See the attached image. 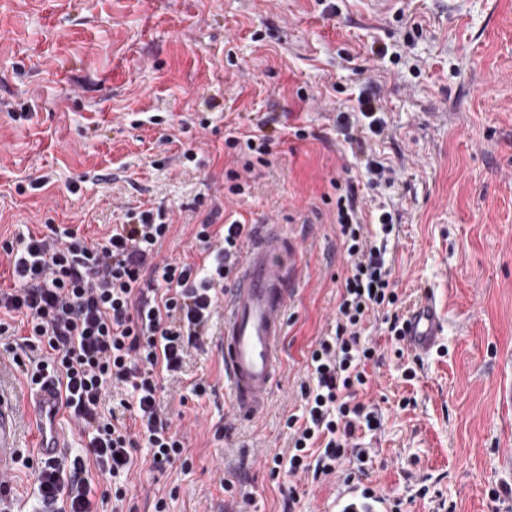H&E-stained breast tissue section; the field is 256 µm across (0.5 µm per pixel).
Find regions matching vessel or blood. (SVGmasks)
<instances>
[{
	"label": "vessel or blood",
	"instance_id": "1",
	"mask_svg": "<svg viewBox=\"0 0 512 512\" xmlns=\"http://www.w3.org/2000/svg\"><path fill=\"white\" fill-rule=\"evenodd\" d=\"M240 273L224 293V374L239 414L256 415L279 377L278 345L285 328L288 300L296 286V252L287 234L271 224L251 227L242 252ZM441 321L431 295H424L408 314L403 345L415 357L432 352ZM64 388L48 381L30 393L27 405L36 428V453L60 458L68 446L61 424ZM15 448V415L0 397V469ZM321 512H391V500L369 486L345 483Z\"/></svg>",
	"mask_w": 512,
	"mask_h": 512
}]
</instances>
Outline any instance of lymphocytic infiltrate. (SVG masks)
I'll use <instances>...</instances> for the list:
<instances>
[{"mask_svg":"<svg viewBox=\"0 0 512 512\" xmlns=\"http://www.w3.org/2000/svg\"><path fill=\"white\" fill-rule=\"evenodd\" d=\"M375 98L361 103L363 124L339 116L345 143L364 150L369 136L382 135ZM336 235L346 272L336 305L335 332L317 339L309 353L310 380L300 387L301 414L289 415L287 455L273 456V476L350 478L346 459L358 471L372 462L359 447L362 431L379 424L363 394L378 363V346L365 331L371 320L384 324L400 341L407 309L392 266L357 205L352 181H333ZM210 209L193 227L195 260L162 257L173 230L164 208L131 213L124 224L91 238L69 224H48L22 237L0 239V257L12 285L0 287V335L14 326L25 333L11 348L31 385L57 379L65 389L64 409L80 435L84 455L60 462L38 460V493L48 512H93L87 465L116 501L127 489L139 448L149 449L150 466L164 472L187 461L183 434L161 402L166 378L180 373L190 350L199 348L218 309L224 285L237 267L248 226L239 220L219 223ZM126 394L108 408L112 390Z\"/></svg>","mask_w":512,"mask_h":512,"instance_id":"f902f5d3","label":"lymphocytic infiltrate"}]
</instances>
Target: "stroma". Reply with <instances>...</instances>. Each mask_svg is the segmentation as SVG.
<instances>
[{"label":"stroma","instance_id":"35a3bbf8","mask_svg":"<svg viewBox=\"0 0 512 512\" xmlns=\"http://www.w3.org/2000/svg\"><path fill=\"white\" fill-rule=\"evenodd\" d=\"M374 89L387 129L371 144L397 180L371 189L336 118ZM233 128L273 141L237 196ZM347 177L401 214L386 259L409 302L433 294L446 322L417 378L390 351L376 371L367 481L401 512H512L489 497L512 486V413L499 410L512 384V0H0V235L51 223L97 238L127 209L163 207V256L193 257L204 199L301 247L268 402L236 418L216 314L164 395L192 460L160 475L139 449L126 512L160 497L166 512H230L228 483L250 512H282L265 460L287 451L307 355L333 326L344 254L330 181ZM201 378L214 390L199 398ZM0 392L19 407L17 454L34 457L29 388L3 337Z\"/></svg>","mask_w":512,"mask_h":512}]
</instances>
